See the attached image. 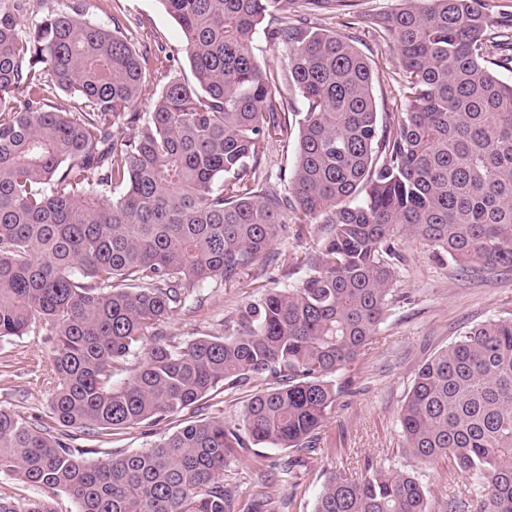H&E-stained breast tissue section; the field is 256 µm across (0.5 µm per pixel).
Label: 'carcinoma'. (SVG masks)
Instances as JSON below:
<instances>
[{
    "label": "carcinoma",
    "mask_w": 512,
    "mask_h": 512,
    "mask_svg": "<svg viewBox=\"0 0 512 512\" xmlns=\"http://www.w3.org/2000/svg\"><path fill=\"white\" fill-rule=\"evenodd\" d=\"M160 2L192 80L169 79L140 114L145 56L121 31L79 2L41 15L0 0V338L50 331L52 419L101 438L253 378L271 386L233 426L196 417L97 460L0 410V475L64 493L73 512H231L228 454L314 447L334 377L392 302L402 238L463 271L512 270V81L491 68L512 62V34L491 31L488 0H398L377 18L403 66L404 108L383 126L366 58L316 22L332 0ZM260 32L287 51L285 72L252 53ZM292 138L288 196L260 168L269 142ZM290 217L298 235L326 225L301 287L267 289L233 336L160 335L196 287L266 258ZM399 422L408 455L446 460L476 512H512V307L423 362ZM0 512L58 510L0 496ZM314 512L431 508L412 473L335 469Z\"/></svg>",
    "instance_id": "obj_1"
}]
</instances>
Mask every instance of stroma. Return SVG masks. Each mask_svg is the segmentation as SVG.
I'll return each mask as SVG.
<instances>
[{"label": "stroma", "mask_w": 512, "mask_h": 512, "mask_svg": "<svg viewBox=\"0 0 512 512\" xmlns=\"http://www.w3.org/2000/svg\"><path fill=\"white\" fill-rule=\"evenodd\" d=\"M350 2L351 14L361 15V22L352 23L351 15L336 10L322 14V26L351 42L368 59L378 112L396 111L399 99L394 78L402 63L393 41L379 37L372 22L397 7L398 0ZM80 3L86 19L121 26L135 48L149 58L134 111H150L167 75L190 77L183 33L160 0ZM323 233V225L309 224L303 236L279 240L267 258L247 269L234 286L209 283L196 288L187 306L161 323L164 338L181 344L200 336L235 333L239 310L256 301L265 289L302 284L308 269L299 260ZM399 250L402 261L390 310L370 348L341 371L348 389L337 395L314 447L294 451L257 445L250 452L228 457L224 481L238 492L233 512H250L257 499L263 502V512H314L316 498L335 466L356 478L381 467L412 472L425 487L433 512H448L460 477L450 475L441 460L415 463L404 451L398 415L426 358L498 315L504 305L512 306V272L463 273L448 261L435 259L430 248L416 241H400ZM51 346V337L44 333L0 341V409L18 412L37 425L52 426L89 460L147 450L182 427L184 417L179 414L105 442L92 432L53 424L54 381L50 372H39L37 367ZM263 386V381L254 380L232 394L214 393L201 400V411L204 416L237 423L248 398ZM289 458L297 464L286 472L282 464Z\"/></svg>", "instance_id": "35a3bbf8"}]
</instances>
